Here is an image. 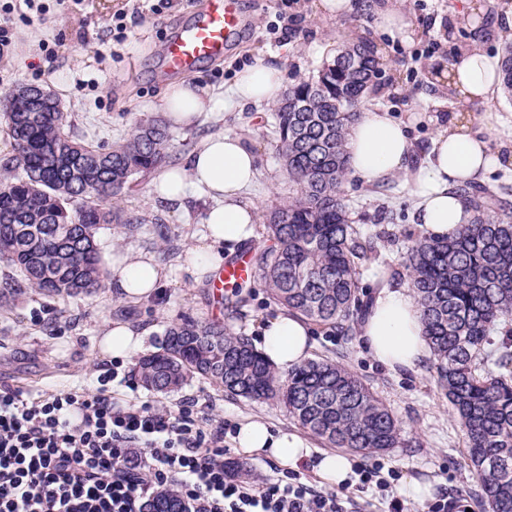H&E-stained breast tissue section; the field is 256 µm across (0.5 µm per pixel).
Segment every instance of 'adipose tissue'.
I'll use <instances>...</instances> for the list:
<instances>
[{"mask_svg":"<svg viewBox=\"0 0 512 512\" xmlns=\"http://www.w3.org/2000/svg\"><path fill=\"white\" fill-rule=\"evenodd\" d=\"M500 59L473 47L458 62L430 75L435 86L455 92V110L449 116L432 115L435 126L431 147L418 165L410 159L417 150L404 125L378 109H366L348 135L349 168L368 185H380L405 174V185L416 200L415 218L422 232L443 238L468 214L463 200L454 194L457 185L480 180L487 172L506 168L499 152L492 150L490 135L502 118L489 106L502 92ZM280 65L258 63L237 73L229 87L203 85L191 79L173 82L165 89L159 109L168 123L191 128L203 119L242 104H273L284 88ZM487 103L485 112L474 113L473 102ZM257 155L235 134L218 131L198 145L186 165L168 167L151 182L153 201L181 210L192 196L209 199L201 231L188 251V268L197 277L214 275L224 265L225 253L256 235L257 216L242 197L257 177ZM165 272L144 253H121L108 266V284L121 299L142 302L160 295ZM258 350L275 367L288 370L310 356L313 331L301 316L280 313L258 328ZM101 355L125 360L145 348V338L131 326L106 321L100 330ZM360 339L371 358L392 372L413 371L429 356L421 308L408 285L380 280L365 314ZM245 452L278 460L299 468L311 464L325 484L344 483L351 472L348 456L324 453L313 457L299 436L272 432L260 421L240 425L234 439Z\"/></svg>","mask_w":512,"mask_h":512,"instance_id":"1","label":"adipose tissue"}]
</instances>
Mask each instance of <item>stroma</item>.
<instances>
[{"mask_svg":"<svg viewBox=\"0 0 512 512\" xmlns=\"http://www.w3.org/2000/svg\"><path fill=\"white\" fill-rule=\"evenodd\" d=\"M208 0H70L57 6L44 0L43 19L25 23L12 14L13 45L0 57V93L21 84L49 88L71 112V134L89 145L115 143L131 134L137 120H163L158 102L174 75L165 69V42L193 16L203 11ZM244 30L224 57L202 63L193 73L198 81L215 86L229 85L236 72L258 61L275 62L286 70L288 84L316 75L322 62L336 46L348 43L353 33L382 48L385 62L378 66L371 92L364 105L378 108L402 121H409L408 134L418 149L430 146L434 127L429 120L411 122L413 110L422 108L426 98L452 110L450 91L429 85L430 69L453 64L461 49L479 41L488 52H501L493 22L501 5L490 0L479 32H472L452 17L461 0H427L436 17L426 25L424 14L414 0H402L408 21L419 33L410 47L379 30L372 0H354L356 9L346 19L322 18L315 0H241ZM124 13L126 30L116 38L112 17ZM296 15L295 30L272 33L271 24L281 15ZM273 106H242L224 116L205 121L193 129L170 128V162L187 163L202 138L224 130L243 137L258 155L259 173L245 192L244 201L258 212L278 205L291 196L289 182L275 148L272 134ZM350 204L354 225L360 233L377 234L376 263L405 283L402 258L420 236L414 222V200L395 177L383 187H366L355 177L342 185ZM125 212L145 217V224H105L97 232L103 259L124 251L153 256L168 276L160 298L133 303L120 299L111 288L90 296L52 298L26 291L0 304V384L33 391H58L75 385L94 387L105 361L99 353L100 329L105 321L130 324L145 337L147 352L160 351L169 326L181 316L199 321H220L233 332L256 339L263 320L280 313L271 301L260 277L242 287V301L230 308L218 298L210 281H199L184 266L194 234L200 230L206 203L192 198L186 209L173 214L153 203L147 183H140L121 201ZM312 357L340 361L381 399L398 421L400 447L373 455L355 454L358 464H382L396 474L387 491L376 486L364 490L341 488V495L357 500L359 512H390L400 504L403 512H428L429 507L448 495L461 512H486L476 495V481L465 447L463 432L455 420L448 399L437 383L433 360L423 362L417 372L395 374L379 366L368 355L359 337L334 335L315 326ZM114 400L149 401L171 410L195 405L216 421L226 424V460L241 464L254 473L284 476L285 467L269 457H255L235 448L233 437L239 423L248 418L265 421L273 429L300 435L313 453L326 446L291 419L274 402L250 401L230 395L211 381L195 378L181 389L160 394L143 386L113 383ZM414 480L426 490L413 499L402 494L405 481Z\"/></svg>","mask_w":512,"mask_h":512,"instance_id":"stroma-1","label":"stroma"}]
</instances>
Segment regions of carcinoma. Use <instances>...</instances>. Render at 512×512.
<instances>
[{
	"instance_id": "1",
	"label": "carcinoma",
	"mask_w": 512,
	"mask_h": 512,
	"mask_svg": "<svg viewBox=\"0 0 512 512\" xmlns=\"http://www.w3.org/2000/svg\"><path fill=\"white\" fill-rule=\"evenodd\" d=\"M504 94L512 101V44L501 53ZM376 67L358 43L323 63L317 78L288 89L273 115L276 150L296 195L265 215L268 245L260 271L272 299L338 336L357 333L362 269L375 253L350 220L341 186L346 143ZM55 96L0 94L12 155L0 162V264L16 272L0 298L31 289L52 297L92 295L106 273L96 234L103 224H140L118 205L169 158V135L140 120L125 140L89 146L67 132ZM473 217L444 238L422 235L408 250L409 287L421 306L437 381L462 429L478 494L490 512H512V334L490 335L512 319V205L509 188H461ZM141 382L159 393L194 377L247 400L282 405L302 428L333 448L377 453L401 444L388 408L344 365L311 359L287 372L245 336L219 321L183 317L162 351L136 361ZM149 512H190L173 488Z\"/></svg>"
}]
</instances>
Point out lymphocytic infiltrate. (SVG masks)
Returning a JSON list of instances; mask_svg holds the SVG:
<instances>
[{
	"label": "lymphocytic infiltrate",
	"instance_id": "lymphocytic-infiltrate-1",
	"mask_svg": "<svg viewBox=\"0 0 512 512\" xmlns=\"http://www.w3.org/2000/svg\"><path fill=\"white\" fill-rule=\"evenodd\" d=\"M110 364L96 393L0 386V512H146L176 487L191 512H350L301 482L244 481L224 466V427L190 406L121 404Z\"/></svg>",
	"mask_w": 512,
	"mask_h": 512
}]
</instances>
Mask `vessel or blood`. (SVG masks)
I'll list each match as a JSON object with an SVG mask.
<instances>
[{
    "instance_id": "obj_1",
    "label": "vessel or blood",
    "mask_w": 512,
    "mask_h": 512,
    "mask_svg": "<svg viewBox=\"0 0 512 512\" xmlns=\"http://www.w3.org/2000/svg\"><path fill=\"white\" fill-rule=\"evenodd\" d=\"M238 0H210L208 9L197 15L164 47L166 70L191 73L202 61L222 56L241 26ZM256 268L250 254L225 263L221 287L251 279Z\"/></svg>"
}]
</instances>
